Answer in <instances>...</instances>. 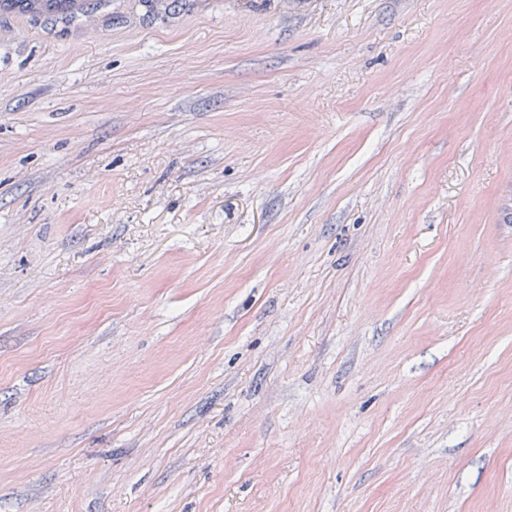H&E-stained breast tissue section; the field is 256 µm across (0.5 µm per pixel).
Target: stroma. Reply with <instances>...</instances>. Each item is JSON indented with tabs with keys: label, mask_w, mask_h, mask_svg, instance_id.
I'll list each match as a JSON object with an SVG mask.
<instances>
[{
	"label": "stroma",
	"mask_w": 512,
	"mask_h": 512,
	"mask_svg": "<svg viewBox=\"0 0 512 512\" xmlns=\"http://www.w3.org/2000/svg\"><path fill=\"white\" fill-rule=\"evenodd\" d=\"M0 6V512H512V0Z\"/></svg>",
	"instance_id": "35a3bbf8"
}]
</instances>
